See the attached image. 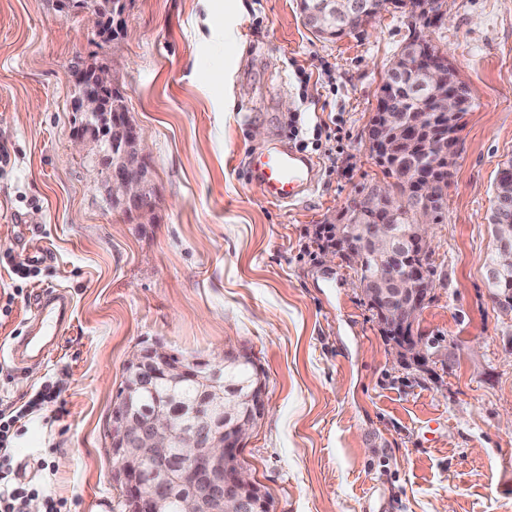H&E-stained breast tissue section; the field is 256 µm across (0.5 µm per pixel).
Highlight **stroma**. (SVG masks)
<instances>
[{"instance_id":"stroma-1","label":"stroma","mask_w":512,"mask_h":512,"mask_svg":"<svg viewBox=\"0 0 512 512\" xmlns=\"http://www.w3.org/2000/svg\"><path fill=\"white\" fill-rule=\"evenodd\" d=\"M122 4L125 34L107 41L93 0H0V409L47 383L64 405L22 419L23 477L76 512H121L106 422L129 354L159 341L211 361L229 346L266 376L244 457L276 512H512V314L485 279L496 173L512 161V0H451L429 31L472 107L430 227L436 286L415 331L437 348L422 366L398 360L355 271L314 235L384 181L365 132L410 15L389 6L327 41L300 0ZM86 67L114 73L149 138L148 216L113 203L75 146L72 73ZM292 119L317 178L286 207L253 184L247 156ZM35 249L52 261L13 275ZM40 288L67 289L74 314L24 374L9 345Z\"/></svg>"}]
</instances>
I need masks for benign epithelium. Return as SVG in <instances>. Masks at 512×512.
I'll return each instance as SVG.
<instances>
[{
	"label": "benign epithelium",
	"instance_id": "7a95c632",
	"mask_svg": "<svg viewBox=\"0 0 512 512\" xmlns=\"http://www.w3.org/2000/svg\"><path fill=\"white\" fill-rule=\"evenodd\" d=\"M401 4L420 20L428 16L440 23L447 20V0H401ZM409 44V58L413 59L409 66L429 80L432 107L415 112L411 126L402 124V107L395 105V90L386 81L366 131V147L372 158L378 160L386 153L401 160L407 190L401 194L374 184L336 213L333 224L348 262L359 272L357 287L377 318L404 334L401 350L407 357L426 360L434 344L412 335L411 329L434 288L429 230L436 223L435 207L447 198L460 154L459 134L436 132V122L461 109L470 95L467 86L452 75L447 55L427 35L417 31ZM76 77L80 79L82 74L78 72ZM117 85L118 81L104 70L84 79V93L78 102L84 132L76 136V143L81 146L86 139H94L93 159L110 169L112 200L146 211L151 205L144 168L146 136L133 127L118 140L110 134L100 137L101 131L112 126L104 91ZM496 184L500 260L489 272L495 283L490 297L507 315L512 312V168L502 166ZM353 210L371 218L361 243L355 241L349 228L348 216ZM405 215L412 218V224L402 234L395 230L394 221ZM145 364L162 375L172 395L187 380H199L206 373L219 374L216 369L202 372L207 362L181 358L160 342L135 350L126 362L128 366ZM135 391L136 386H128L107 426L109 451L116 460L115 477L126 512H168L170 499L147 492L144 484L148 472L168 469L171 448L177 449L182 461L179 477L194 487L193 493L177 499L178 512H273L243 457L254 426L252 419L245 417L231 430H222L224 419L236 408L220 393L213 397L206 417L180 430L172 412H160L146 421L139 419L133 409Z\"/></svg>",
	"mask_w": 512,
	"mask_h": 512
}]
</instances>
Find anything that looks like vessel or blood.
I'll return each mask as SVG.
<instances>
[{"label": "vessel or blood", "instance_id": "vessel-or-blood-1", "mask_svg": "<svg viewBox=\"0 0 512 512\" xmlns=\"http://www.w3.org/2000/svg\"><path fill=\"white\" fill-rule=\"evenodd\" d=\"M312 158L277 142L262 152L250 166V176L263 194L280 205L298 201L312 191ZM34 329L16 337L11 355L15 367L25 370L28 363H43L46 346L59 344L73 313V300L62 288L38 291L31 304Z\"/></svg>", "mask_w": 512, "mask_h": 512}]
</instances>
